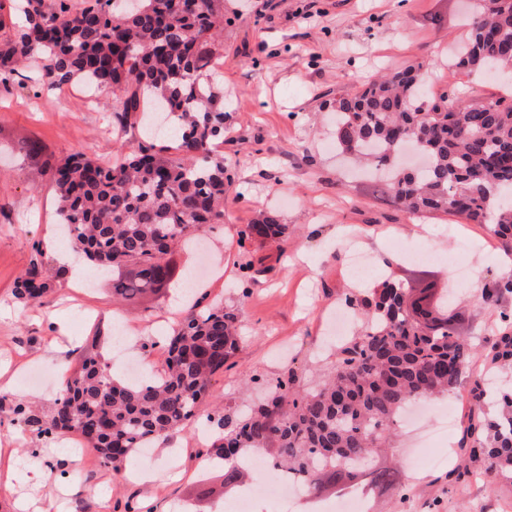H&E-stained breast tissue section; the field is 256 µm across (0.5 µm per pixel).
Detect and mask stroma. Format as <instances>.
Segmentation results:
<instances>
[{
    "label": "stroma",
    "instance_id": "1",
    "mask_svg": "<svg viewBox=\"0 0 512 512\" xmlns=\"http://www.w3.org/2000/svg\"><path fill=\"white\" fill-rule=\"evenodd\" d=\"M480 0H225L224 48L214 81L224 89V141L217 152L231 181L224 190V222L207 236V256L181 251L183 269L211 260L213 273L199 286L207 301L238 309L243 344L215 380L220 405L235 406L263 394L269 380L294 371L315 386L333 359L337 339L325 321L343 293L374 287L385 277L437 288L454 285L461 295L495 278L503 259L487 226L446 214L412 216L394 202L383 183L357 171L338 153L333 99L353 93L374 77L407 67L429 74L433 95L463 86L477 104L501 95L493 79L458 73L448 65L453 47L467 42L469 19ZM108 89L77 82L46 90L32 81L0 84V368L13 378L28 421L0 402V438L16 432L14 476L0 486V512H228L234 495H223L224 466L200 455L195 440L175 434L151 456L132 454L123 467L151 480L114 482L93 458L74 455L71 435L44 442L34 419L53 407L65 370L93 336L107 338L102 353L115 374L127 363L152 362L144 347L165 338L180 317L175 300L148 296L134 305L113 302L106 279L88 277V289L70 287L66 266L51 243L59 233L57 199L48 175L25 151L39 143L45 154L73 152L103 163L119 159L122 130L116 114L104 111ZM287 224L284 247L254 246L243 255L237 231L260 212ZM369 253L371 274L350 273L348 246ZM437 256L415 263L421 247ZM41 259L48 293L41 303H23L13 290L33 259ZM512 314V295L497 305L461 307L459 330L494 339L500 312ZM256 383L242 387L243 374ZM461 431L431 449L446 464L414 472L420 451L412 430L400 431L394 448L377 464L396 468L395 490L372 497L368 512H452L446 474L457 463ZM459 495L477 512H512V488L474 480Z\"/></svg>",
    "mask_w": 512,
    "mask_h": 512
}]
</instances>
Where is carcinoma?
<instances>
[{"label":"carcinoma","mask_w":512,"mask_h":512,"mask_svg":"<svg viewBox=\"0 0 512 512\" xmlns=\"http://www.w3.org/2000/svg\"><path fill=\"white\" fill-rule=\"evenodd\" d=\"M495 2L473 18L454 62L494 75L504 95L470 104L453 87L426 103L421 69L393 72L336 99V144L376 167H391L403 149L416 148L427 162L392 173L386 186L394 200L412 214L487 224L512 259V0ZM14 8L21 21L9 25L0 3V79L35 58L46 89L75 81L110 88L105 111L146 126L162 109L175 124L166 148L125 142L116 164L82 153L41 162L57 195L62 236L89 264L112 269V299L168 289L184 278L170 258L174 249L224 223V156L213 149L224 138V95L213 84L224 0H19ZM237 235L242 248L258 239L281 245L288 225L268 212ZM46 290L42 263L34 260L17 282L16 298L36 302ZM505 295H512V276L482 289L486 306ZM453 296L451 288H405L390 277L347 294L362 331L336 346L319 387H305L291 371L250 410L208 415L224 486L244 480L241 460L251 449L309 491L362 484L364 465L390 443L403 410L457 388L480 355L499 371L470 386L448 493L476 474L512 486V322L491 346L477 344L458 333ZM238 348L235 310L198 301L173 328L166 369L142 383L115 379L93 341L61 382L37 434L80 437L100 466L118 476L146 442L192 434L216 375ZM370 483L383 494L397 478L376 467Z\"/></svg>","instance_id":"obj_1"}]
</instances>
